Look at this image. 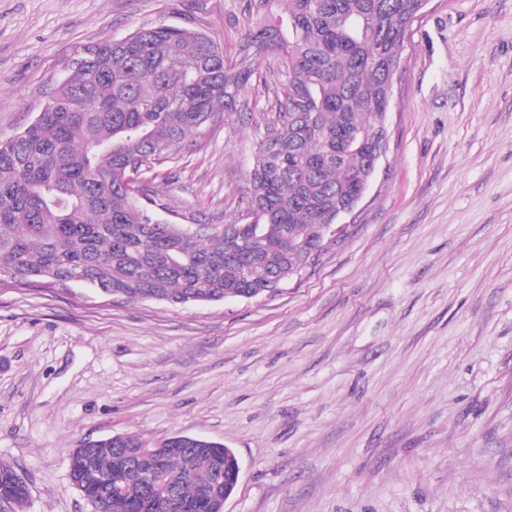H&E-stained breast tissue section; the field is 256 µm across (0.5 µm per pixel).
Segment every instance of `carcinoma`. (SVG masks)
I'll return each instance as SVG.
<instances>
[{
  "label": "carcinoma",
  "instance_id": "obj_1",
  "mask_svg": "<svg viewBox=\"0 0 512 512\" xmlns=\"http://www.w3.org/2000/svg\"><path fill=\"white\" fill-rule=\"evenodd\" d=\"M255 22L234 55L197 28L159 23L76 49L81 65L46 92L39 115L0 139V286L85 282L125 303L255 298L280 274L302 273L321 253L336 212L359 192L399 68L415 0H251ZM281 54L287 80L270 82L259 60ZM272 91L254 119L244 91ZM226 112L254 122L253 220L196 237L156 216L145 174ZM136 433L93 440L75 458L80 486L113 508L100 472L133 477L151 455ZM156 493L186 509L230 497L224 444L174 434ZM23 505L27 482L0 464V489Z\"/></svg>",
  "mask_w": 512,
  "mask_h": 512
}]
</instances>
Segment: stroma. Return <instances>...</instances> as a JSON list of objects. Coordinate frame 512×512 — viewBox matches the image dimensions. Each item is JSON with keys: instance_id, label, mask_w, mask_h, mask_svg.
Instances as JSON below:
<instances>
[{"instance_id": "1", "label": "stroma", "mask_w": 512, "mask_h": 512, "mask_svg": "<svg viewBox=\"0 0 512 512\" xmlns=\"http://www.w3.org/2000/svg\"><path fill=\"white\" fill-rule=\"evenodd\" d=\"M0 0V139L78 47L165 22L235 52L249 0ZM389 145L342 236L274 296L120 303L0 286V463L23 512H91L68 454L175 433L232 448L224 512H512V0H429ZM155 167L162 219L245 212L235 113ZM13 486V493L9 496L10 504L22 506L29 497L27 482L10 466L0 464V489Z\"/></svg>"}]
</instances>
